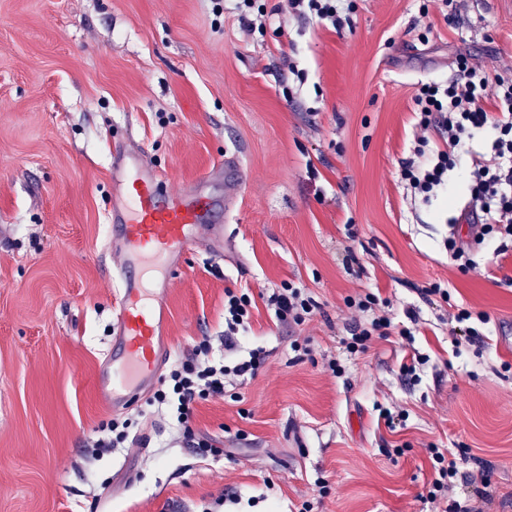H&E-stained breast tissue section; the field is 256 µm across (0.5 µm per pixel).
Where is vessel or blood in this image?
<instances>
[{
    "mask_svg": "<svg viewBox=\"0 0 512 512\" xmlns=\"http://www.w3.org/2000/svg\"><path fill=\"white\" fill-rule=\"evenodd\" d=\"M112 177L122 213L112 233L124 262L114 302L115 353L102 368L98 399L116 411L141 397L169 352L168 310L154 291V274L195 248L194 229L209 222L215 203L198 193H161L156 166L123 149L112 154Z\"/></svg>",
    "mask_w": 512,
    "mask_h": 512,
    "instance_id": "vessel-or-blood-1",
    "label": "vessel or blood"
}]
</instances>
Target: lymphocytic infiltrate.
Here are the masks:
<instances>
[{
	"mask_svg": "<svg viewBox=\"0 0 512 512\" xmlns=\"http://www.w3.org/2000/svg\"><path fill=\"white\" fill-rule=\"evenodd\" d=\"M416 125L422 135L412 158L402 164L401 176L414 194L430 200L448 177L451 154L461 144L468 128L491 129L495 138L494 164L474 159L465 183L471 198L479 205L472 215V232L476 240L496 231L512 236V80L490 82L485 65L460 58L457 73L443 81L422 84L415 98ZM437 131L440 144L430 145L426 131ZM267 306L277 325L288 328L309 320L315 301L304 289L289 286L272 292ZM253 302L249 294L226 291L224 294L223 355L212 352L203 341L178 358L156 389L150 403L156 412L165 414L173 429L192 441L199 454L213 450V440L195 430L193 412L196 403L223 395L230 378L255 377L265 366L263 349L249 350L236 356L238 335L250 326Z\"/></svg>",
	"mask_w": 512,
	"mask_h": 512,
	"instance_id": "f902f5d3",
	"label": "lymphocytic infiltrate"
}]
</instances>
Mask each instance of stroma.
I'll return each mask as SVG.
<instances>
[{
	"instance_id": "stroma-1",
	"label": "stroma",
	"mask_w": 512,
	"mask_h": 512,
	"mask_svg": "<svg viewBox=\"0 0 512 512\" xmlns=\"http://www.w3.org/2000/svg\"><path fill=\"white\" fill-rule=\"evenodd\" d=\"M259 2L261 33L212 0H0V512H433L434 448L467 451L453 500L482 475L488 512H512V239L487 235L461 270L448 241L476 208L470 155L427 202L400 174L421 84L460 55L512 71V0H465L455 21L442 0H346L338 30ZM118 138L166 191L236 194L167 288L172 357L205 339L222 353L225 290L255 301L239 341L265 367L194 411L219 443L246 434L233 459L133 408L135 447L90 444L113 417L96 378L123 265L107 245ZM286 282L318 305L288 330L264 302ZM437 285L447 297L425 298ZM369 292L390 335L351 354L370 316L347 301Z\"/></svg>"
}]
</instances>
